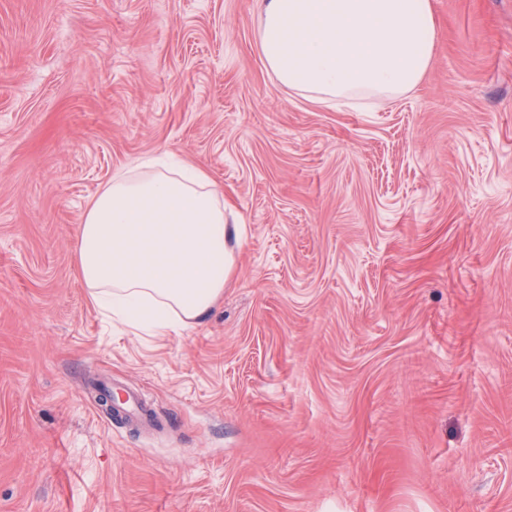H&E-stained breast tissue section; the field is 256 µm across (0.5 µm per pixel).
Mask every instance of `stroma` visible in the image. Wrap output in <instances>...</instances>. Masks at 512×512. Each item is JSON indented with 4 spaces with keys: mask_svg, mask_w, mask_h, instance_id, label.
<instances>
[{
    "mask_svg": "<svg viewBox=\"0 0 512 512\" xmlns=\"http://www.w3.org/2000/svg\"><path fill=\"white\" fill-rule=\"evenodd\" d=\"M432 7L417 89L321 104L254 0H0V512H512V0ZM164 152L242 238L151 336L91 304L75 232ZM121 389L124 392V400L119 405L123 416L139 428H150L155 426V415L153 410L146 404L140 394L134 390L123 389L119 384L103 383L101 392L104 395L111 391Z\"/></svg>",
    "mask_w": 512,
    "mask_h": 512,
    "instance_id": "1",
    "label": "stroma"
}]
</instances>
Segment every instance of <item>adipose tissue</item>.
Masks as SVG:
<instances>
[{
  "label": "adipose tissue",
  "instance_id": "ef3b65f1",
  "mask_svg": "<svg viewBox=\"0 0 512 512\" xmlns=\"http://www.w3.org/2000/svg\"><path fill=\"white\" fill-rule=\"evenodd\" d=\"M431 0H261L268 70L315 101L392 99L415 88L436 44ZM238 225L204 167L116 171L77 228L76 271L92 302L154 336L187 328L224 292Z\"/></svg>",
  "mask_w": 512,
  "mask_h": 512
}]
</instances>
